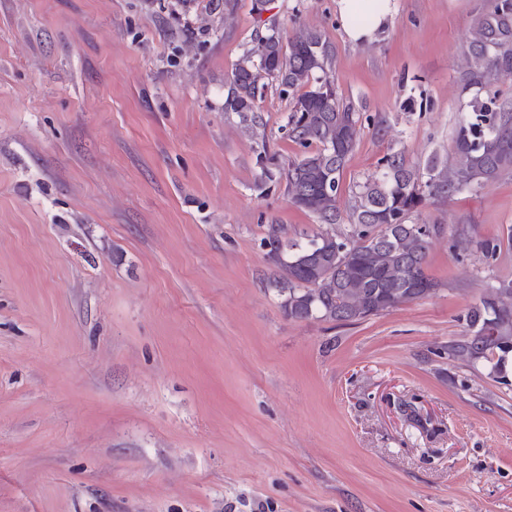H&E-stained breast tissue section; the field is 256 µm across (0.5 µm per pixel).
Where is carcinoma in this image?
Here are the masks:
<instances>
[{"label":"carcinoma","instance_id":"obj_1","mask_svg":"<svg viewBox=\"0 0 512 512\" xmlns=\"http://www.w3.org/2000/svg\"><path fill=\"white\" fill-rule=\"evenodd\" d=\"M463 90L471 92L448 159L433 160L427 179L393 152L353 191L346 230L338 202L342 175L363 117L341 101L330 75L333 47L315 29L296 26L283 42L279 29L258 32L255 45L225 82L224 111L250 128L260 125L257 102L276 83L289 98L288 137L302 156L279 173L290 201L314 215L325 229L301 240L281 224H269L262 239L275 271L267 288L297 321L348 324L436 293L427 257L440 227L414 224L409 215L427 200L452 198L512 176V0H486L475 14L463 46ZM494 259L512 249V226L474 242ZM467 335L448 342V358L503 372L512 353V280H500L467 312Z\"/></svg>","mask_w":512,"mask_h":512}]
</instances>
